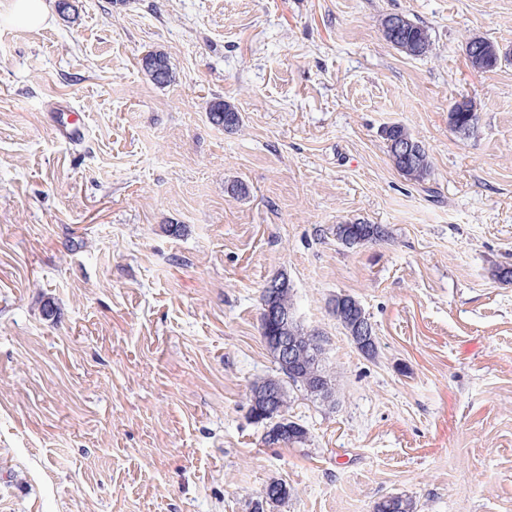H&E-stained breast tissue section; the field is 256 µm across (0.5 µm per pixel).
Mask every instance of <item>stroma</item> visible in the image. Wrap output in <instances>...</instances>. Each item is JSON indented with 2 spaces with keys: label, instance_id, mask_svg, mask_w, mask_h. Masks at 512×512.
<instances>
[{
  "label": "stroma",
  "instance_id": "obj_1",
  "mask_svg": "<svg viewBox=\"0 0 512 512\" xmlns=\"http://www.w3.org/2000/svg\"><path fill=\"white\" fill-rule=\"evenodd\" d=\"M0 0V512H512V0ZM428 27L393 48L382 16ZM164 53L166 87L142 70ZM480 121L462 137L448 110ZM86 119L58 139L50 104ZM225 100L229 133L207 116ZM432 161L406 180L381 136ZM243 184L245 195L231 192ZM364 222L389 238L339 244ZM286 277L339 393H295L305 443L268 445L261 297ZM371 318L365 357L329 310ZM52 315H45V307ZM12 18L30 27H39L45 24L49 12L45 0H13ZM395 15H385L379 21L384 39L407 56L415 58L426 56L432 46L428 28L412 22L404 16L405 23L396 29L393 26ZM480 45L483 46V50L481 51L483 54L480 59H474L476 50L480 47L474 44V37L470 38L469 41L465 42V45L468 43L474 44V50L472 51L471 57H467L469 63L472 67L481 69V70H493L498 67L500 62L502 61V57L497 53V55H488L491 47H497L494 43L488 41L487 39L480 37ZM498 48V47H497ZM499 49V48H498ZM467 102L468 99L466 98H456L448 111V120L449 124H451V119L455 124H457L464 117V113L461 112H469L470 118L467 124L464 126L453 125L456 132L465 131L469 134L473 129L474 131L477 129L478 116L476 110L468 105ZM208 118L213 124L224 127L225 131L237 130L242 122L240 112L232 104L223 100L214 101L211 104ZM382 137L387 143L389 156L396 170L407 180L424 181L432 170V162L423 142L399 123L384 126ZM413 143L418 147V154L412 157L404 156L399 147L402 144Z\"/></svg>",
  "mask_w": 512,
  "mask_h": 512
}]
</instances>
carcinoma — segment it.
Listing matches in <instances>:
<instances>
[{"label": "carcinoma", "instance_id": "cac0c4a2", "mask_svg": "<svg viewBox=\"0 0 512 512\" xmlns=\"http://www.w3.org/2000/svg\"><path fill=\"white\" fill-rule=\"evenodd\" d=\"M395 15L388 14L379 21L384 39L397 50L410 57H423L427 55L432 46L431 36L427 27L406 20L400 28L394 27ZM483 46L482 55L476 59L469 57L472 67L481 70H493L502 61L500 55H491L489 50L494 43L485 38H480ZM142 67L149 79L158 86H169L176 81L167 57L162 53H149L143 58ZM209 120L226 131H234L242 122L240 112L230 103L222 100L211 104L208 112ZM382 137L387 143L389 156L396 170L407 180L420 182L430 175L432 162L425 149V145L402 124L393 123L383 127ZM413 143L418 147V154L412 157L404 156L399 147L402 144ZM336 240L350 241L354 246L377 243L388 237V232L379 224H338L335 228ZM332 315L344 329L352 343L358 346V350L368 358L376 357L378 353V341H373L367 346L359 345L357 338L358 326L370 320L365 309L353 296H347L341 309L332 310ZM282 336L288 337L297 344L294 364L288 366L277 362L280 376L268 377L252 385L251 396H256L260 389L267 384L275 382L279 386L277 410L283 415H288L290 396L288 389H296L306 396L314 399H324L318 391V386L326 387L327 396L332 397L336 392V384L332 376L323 366L326 338L315 330H306L296 321L278 330ZM374 512H414L413 500L402 495L387 496L375 503Z\"/></svg>", "mask_w": 512, "mask_h": 512}]
</instances>
